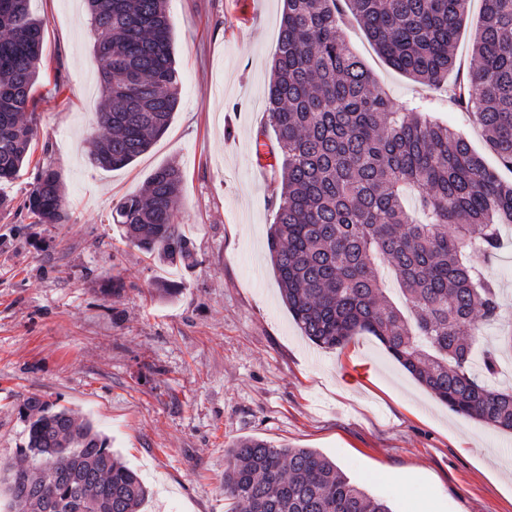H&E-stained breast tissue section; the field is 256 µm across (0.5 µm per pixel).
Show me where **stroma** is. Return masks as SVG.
<instances>
[{
  "label": "stroma",
  "mask_w": 512,
  "mask_h": 512,
  "mask_svg": "<svg viewBox=\"0 0 512 512\" xmlns=\"http://www.w3.org/2000/svg\"><path fill=\"white\" fill-rule=\"evenodd\" d=\"M180 75L175 118L129 166L94 167L100 91L84 0H30L45 19L34 163L0 214V460L24 446L23 398L91 420L151 494L143 512H227L224 454L242 437L314 448L392 512H512V434L451 411L371 335L319 348L282 303L266 248L279 166L266 89L282 0H166ZM345 36L397 103L435 116L501 168L474 116L391 69L356 21ZM64 178L65 224L20 205L36 163ZM183 173L175 208L191 264L127 244L112 212L150 173ZM483 270L501 315L480 341L512 334V226ZM172 294H160L163 286Z\"/></svg>",
  "instance_id": "1"
}]
</instances>
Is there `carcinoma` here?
<instances>
[{
	"instance_id": "cac0c4a2",
	"label": "carcinoma",
	"mask_w": 512,
	"mask_h": 512,
	"mask_svg": "<svg viewBox=\"0 0 512 512\" xmlns=\"http://www.w3.org/2000/svg\"><path fill=\"white\" fill-rule=\"evenodd\" d=\"M100 88L102 169L133 163L171 125L179 71L164 0H84ZM267 113L281 191L267 246L300 332L323 349L360 332L452 411L512 432V390L476 377L479 324L498 319L499 288L473 258H493L512 224V183L422 102L397 105L348 46L352 15L385 62L427 87L448 81L469 0H283ZM475 67L456 105L476 115L512 170V0H481ZM44 22L29 0H0V184L30 162ZM183 176L156 169L112 213L124 239L171 264L193 257L176 229ZM61 172L38 169L23 208L37 224H66ZM394 271L407 305L391 302L378 267ZM25 446L0 462L7 512H137L149 490L87 421L38 395L20 404ZM228 512H391L326 455L256 437L225 453Z\"/></svg>"
}]
</instances>
